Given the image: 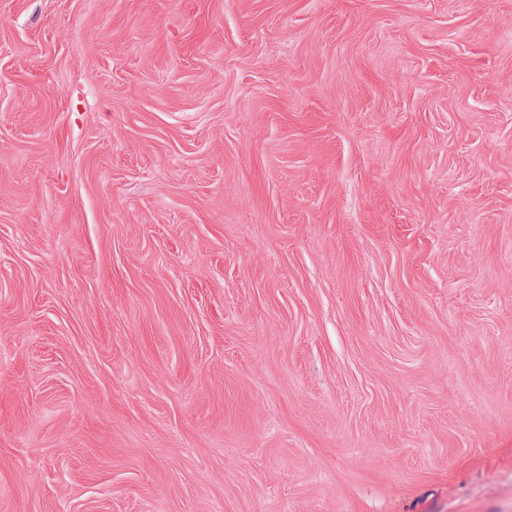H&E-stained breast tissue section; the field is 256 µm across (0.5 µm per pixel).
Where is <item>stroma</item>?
Wrapping results in <instances>:
<instances>
[{"label": "stroma", "mask_w": 512, "mask_h": 512, "mask_svg": "<svg viewBox=\"0 0 512 512\" xmlns=\"http://www.w3.org/2000/svg\"><path fill=\"white\" fill-rule=\"evenodd\" d=\"M0 512H512V0H0Z\"/></svg>", "instance_id": "stroma-1"}]
</instances>
